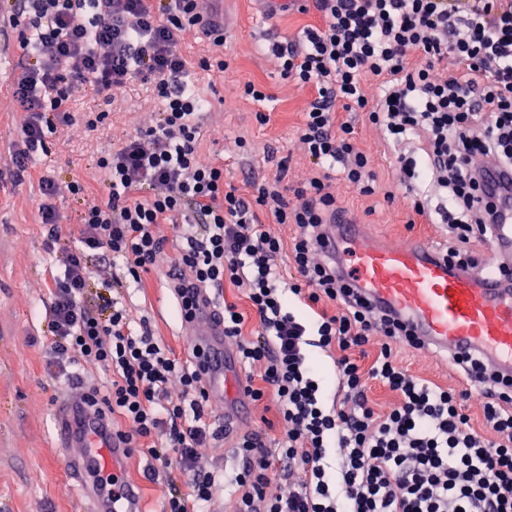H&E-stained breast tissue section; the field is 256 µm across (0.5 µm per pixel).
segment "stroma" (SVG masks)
Wrapping results in <instances>:
<instances>
[{"mask_svg":"<svg viewBox=\"0 0 512 512\" xmlns=\"http://www.w3.org/2000/svg\"><path fill=\"white\" fill-rule=\"evenodd\" d=\"M206 9L224 12L228 35L223 46H214L199 31L181 45L182 54L197 68L198 93L211 103L201 116L202 158L222 160L226 181L246 195L252 192L251 182L281 171L288 184L307 181L315 170L298 147L296 130L315 92L284 78L271 48L278 43L303 48L304 29L320 22L315 6L302 12L293 5L269 21L261 20L254 0H223L218 6L210 2ZM204 57L223 58L227 70L198 69ZM21 62L18 33L5 29L0 34V512H85L83 501L67 489L65 464L53 439V413L64 379L46 369L50 229L38 214L39 178L47 173L62 185L74 180L88 183L96 200L107 203L109 190L96 162L150 123L153 115L147 106L152 88L132 83L112 103L87 91L77 92L74 124L48 135L45 151L19 178L12 159L23 114L15 110L10 94ZM250 82L266 93L265 101L242 96ZM229 95L236 102L228 108L223 99ZM261 112L266 121H258ZM92 117L98 124L90 128L86 121ZM347 118L358 146L372 153L380 184L391 186L398 152L363 113L351 112ZM241 139L246 142L242 149L237 146ZM335 189L341 206L372 234L395 244L420 237L437 251L446 249L445 225L426 223L406 202L390 206L382 198L360 196L340 183ZM161 231L167 238L165 253L155 270L145 275L142 287H130L122 262H103L96 253L86 258L89 284L96 289L101 280H108L115 294L126 300L132 320L147 322L158 341L179 352L185 338L174 315L167 271L186 241L172 225H163ZM397 351L410 374L460 388L461 374L443 356L402 344ZM129 472L140 483L144 512H161L165 487L154 479L146 457L133 453Z\"/></svg>","mask_w":512,"mask_h":512,"instance_id":"obj_1","label":"stroma"}]
</instances>
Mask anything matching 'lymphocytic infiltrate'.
<instances>
[{"label": "lymphocytic infiltrate", "instance_id": "lymphocytic-infiltrate-1", "mask_svg": "<svg viewBox=\"0 0 512 512\" xmlns=\"http://www.w3.org/2000/svg\"><path fill=\"white\" fill-rule=\"evenodd\" d=\"M318 26L305 47L278 48L286 78L317 95L296 136L319 177L289 186L283 174L244 195L224 180V166L199 155L207 100L180 47L194 31L224 43L199 0H10L8 22L19 31L27 62L12 87L24 112L13 163L23 176L58 126L73 122L70 102L88 88L114 100L133 82L153 88L157 120L98 161L107 204L88 201L76 246L60 249L47 310L51 373L81 360L103 368L109 383L92 400L127 447L162 469L190 477L189 493L169 489L165 512H205L214 473L197 467V450L221 438L205 410L197 365L134 327L125 302L87 306V251L118 259L133 284L155 267L165 246L160 224L182 217L187 246L169 286L178 317L190 288H241L249 312L224 307V335L239 363L260 366L251 400L271 398L282 433L276 448L260 435L238 442L242 466L227 476L234 512H512V381L476 357L458 361L479 391L458 393L413 376L393 344L404 325L372 310L337 261L321 253L327 224L340 211L333 182L394 202L404 189L425 214L421 189L440 191L448 226V265L474 269L472 238H486L498 209L483 190L480 161L512 170V0H315ZM457 69L444 70L445 58ZM379 80V94L367 83ZM366 113L390 145L426 138L421 156L398 155L396 190L379 192L370 152L358 148L340 111ZM268 212L290 224V242L258 220ZM289 253L295 270L278 266ZM335 302L336 313L322 310ZM258 319L254 335L245 328ZM383 343L362 365L372 337ZM333 354L336 382L323 377L316 351ZM388 389L379 407L370 382ZM181 395L172 398L171 385ZM475 400L484 432L471 429L466 400ZM284 479L269 492L273 479Z\"/></svg>", "mask_w": 512, "mask_h": 512}]
</instances>
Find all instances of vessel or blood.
Here are the masks:
<instances>
[{
	"label": "vessel or blood",
	"instance_id": "b4317fda",
	"mask_svg": "<svg viewBox=\"0 0 512 512\" xmlns=\"http://www.w3.org/2000/svg\"><path fill=\"white\" fill-rule=\"evenodd\" d=\"M320 249L351 262L354 282L369 305L401 320L425 348L451 358L479 356L502 378H512V289L500 283L501 258L512 252L511 205L502 207L478 271L449 270L445 254L421 241L394 247L367 242L362 225L346 213L328 225ZM183 334L189 357L203 368L209 397L223 402L225 375L235 368L236 357L207 293H200ZM55 422L70 489L87 512H141L140 488L127 475L130 451L103 428L85 392L61 400Z\"/></svg>",
	"mask_w": 512,
	"mask_h": 512
}]
</instances>
